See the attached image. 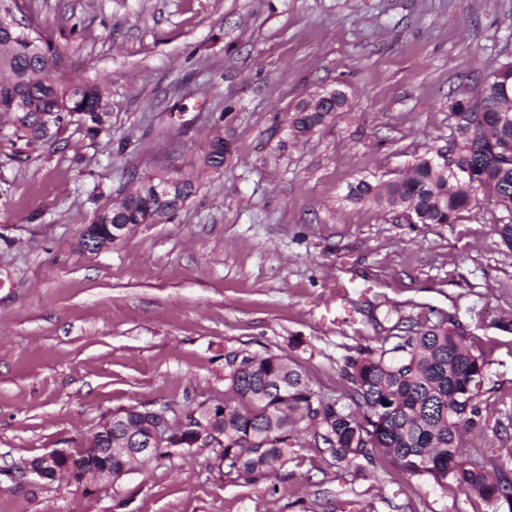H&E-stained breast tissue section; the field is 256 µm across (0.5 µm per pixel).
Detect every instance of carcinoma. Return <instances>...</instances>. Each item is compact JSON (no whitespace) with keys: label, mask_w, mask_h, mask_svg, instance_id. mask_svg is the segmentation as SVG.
Returning <instances> with one entry per match:
<instances>
[{"label":"carcinoma","mask_w":512,"mask_h":512,"mask_svg":"<svg viewBox=\"0 0 512 512\" xmlns=\"http://www.w3.org/2000/svg\"><path fill=\"white\" fill-rule=\"evenodd\" d=\"M19 0H0V144L15 159L49 143L64 140L77 125L96 137L106 129L109 93L104 83H78L68 78L56 47L30 24L17 18ZM347 106L337 90L321 100V109L302 102L289 118L291 135L310 136L328 118ZM454 139L439 157L420 159L409 174L372 184L361 180L350 190L390 212L401 211L414 224H455L463 213L485 202L512 215V61L500 64L486 78L480 94L451 105ZM224 136L213 130L203 165L224 167ZM160 180L139 181V188L117 206L100 208L82 226L75 248L98 253L111 249L154 213L170 219L194 194L187 175L172 195L157 196ZM388 329L394 339L341 366L347 383L342 397L322 396L299 365L278 354L224 356V404L199 403L159 443L158 457L185 456L195 448L215 449V463L224 475L274 473L288 461V449L300 446L299 435L311 433L338 463L373 466L388 456L411 476H428L440 486L453 483L471 495L512 512V470L497 463L494 448L464 456L463 429L486 425L481 396L487 363L473 352L460 323L451 316L436 319L403 317ZM102 416L94 432L81 442L88 448H112L115 471L133 466L124 451L130 431L151 437L154 415L148 408H122Z\"/></svg>","instance_id":"carcinoma-1"}]
</instances>
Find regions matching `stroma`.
<instances>
[{
	"mask_svg": "<svg viewBox=\"0 0 512 512\" xmlns=\"http://www.w3.org/2000/svg\"><path fill=\"white\" fill-rule=\"evenodd\" d=\"M72 79L105 80L108 131L70 127L30 158L0 145V512H492L390 461L357 470L300 438L278 473L224 475L214 451L160 459L106 488L29 483L14 463L74 448L102 415L224 398V356L290 357L321 395L380 346L386 310L442 313L487 361L488 425L466 451L512 467V251L479 205L414 224L350 200L446 149L451 103L512 61V0H20ZM341 90L303 139L285 116ZM231 154L201 171L213 125ZM196 173V192L111 250L74 249L140 177Z\"/></svg>",
	"mask_w": 512,
	"mask_h": 512,
	"instance_id": "obj_1",
	"label": "stroma"
}]
</instances>
